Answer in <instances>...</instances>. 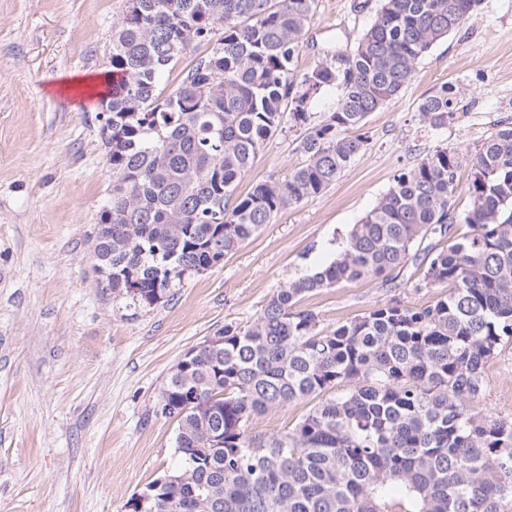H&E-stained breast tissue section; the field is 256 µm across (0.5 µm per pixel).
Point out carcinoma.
<instances>
[{"instance_id":"obj_1","label":"carcinoma","mask_w":512,"mask_h":512,"mask_svg":"<svg viewBox=\"0 0 512 512\" xmlns=\"http://www.w3.org/2000/svg\"><path fill=\"white\" fill-rule=\"evenodd\" d=\"M481 4L377 0L353 51L328 50L301 73L316 0H139L112 35L99 113L112 189L92 257L112 298L135 310L165 302L322 193L366 150L353 131ZM213 40L164 93L189 43ZM331 92L332 111L312 119ZM468 109L446 88L419 106L433 129ZM286 123L303 129L305 163L236 194ZM461 163L442 147L402 169L332 260L278 289L250 326L221 328L219 348L177 364L159 403L177 421L183 482L152 481L132 512H512V418L483 407L486 365L512 342V123L470 157V232L453 236ZM433 235L446 245L425 244ZM421 253L417 287L448 289L430 305L393 299L330 331L296 307L341 283L386 284ZM308 398L318 402L291 428L251 431L255 417Z\"/></svg>"}]
</instances>
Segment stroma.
I'll return each mask as SVG.
<instances>
[{
    "instance_id": "35a3bbf8",
    "label": "stroma",
    "mask_w": 512,
    "mask_h": 512,
    "mask_svg": "<svg viewBox=\"0 0 512 512\" xmlns=\"http://www.w3.org/2000/svg\"><path fill=\"white\" fill-rule=\"evenodd\" d=\"M124 9L125 0H0V512H130L134 495L178 463L176 423L157 404L187 352L224 325L248 327L278 288L330 260L398 169L439 147L470 156L512 122V0H483L367 118L369 144L336 182L168 302L129 309L91 259L112 189L98 104L62 85L105 75ZM375 9L374 0H317L299 71L326 50L352 51ZM447 85L471 108L435 130L418 107ZM300 141L295 128L268 139L240 191L301 166ZM420 276L410 265L392 287L342 283L299 306L331 330L395 298L419 307L444 296L417 289ZM486 378L485 407L512 417V344Z\"/></svg>"
}]
</instances>
